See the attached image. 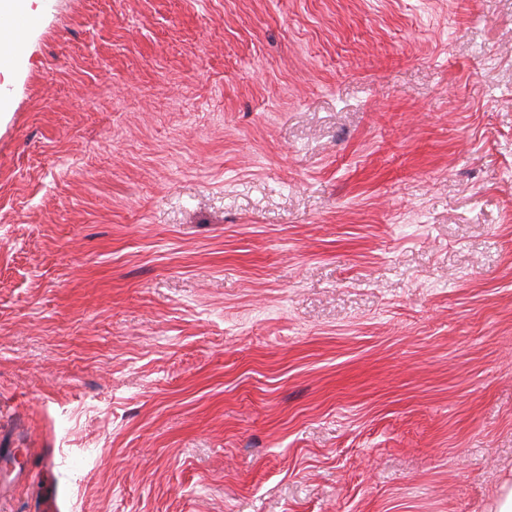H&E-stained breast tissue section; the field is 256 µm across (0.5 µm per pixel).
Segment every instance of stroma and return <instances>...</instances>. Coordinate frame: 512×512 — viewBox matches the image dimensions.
<instances>
[{"label": "stroma", "instance_id": "1", "mask_svg": "<svg viewBox=\"0 0 512 512\" xmlns=\"http://www.w3.org/2000/svg\"><path fill=\"white\" fill-rule=\"evenodd\" d=\"M0 97V512H492L512 0H45Z\"/></svg>", "mask_w": 512, "mask_h": 512}]
</instances>
